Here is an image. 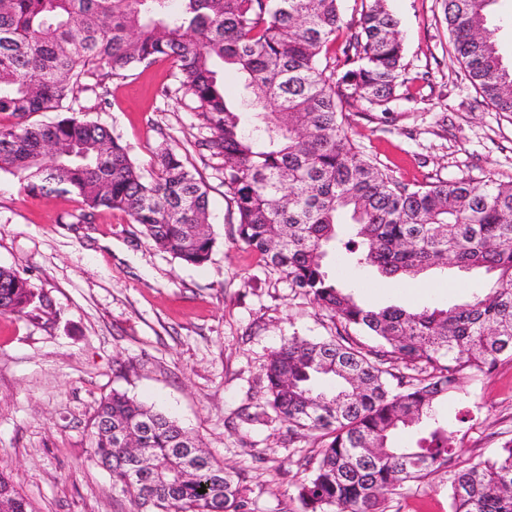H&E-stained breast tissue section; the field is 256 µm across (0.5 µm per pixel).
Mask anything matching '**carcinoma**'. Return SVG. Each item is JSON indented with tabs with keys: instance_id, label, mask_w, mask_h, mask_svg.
<instances>
[{
	"instance_id": "cac0c4a2",
	"label": "carcinoma",
	"mask_w": 512,
	"mask_h": 512,
	"mask_svg": "<svg viewBox=\"0 0 512 512\" xmlns=\"http://www.w3.org/2000/svg\"><path fill=\"white\" fill-rule=\"evenodd\" d=\"M340 2L0 0V113L16 119L0 127V172L29 192L75 194L85 221L119 210L160 252L207 263L216 244L208 188L187 155L162 143L144 172L95 121L31 120L67 111L88 90V73L105 79L171 62L206 132L197 145L223 161L239 240L340 325L328 339L291 337L264 369L261 414L288 422V447L310 432L323 440L300 464L293 499L302 512H386L389 496L437 470L450 474L448 512H512V440L466 463L437 409L462 375L512 360V180L409 188L349 137L357 103L387 112L411 79L387 0H364L357 28L326 58L346 27ZM491 2L446 0L448 33L482 98L512 113V68L487 26ZM221 64L240 75L237 104L224 95ZM334 265L398 280L452 266L489 282L465 304L374 307ZM48 307L0 266L1 314ZM90 428L91 457L109 461L112 487L136 512H247L242 474L128 393L101 398ZM404 429L415 433L409 447L394 442ZM128 437L147 462L131 456ZM186 443L196 449L190 476ZM0 493L11 512H32L2 470Z\"/></svg>"
}]
</instances>
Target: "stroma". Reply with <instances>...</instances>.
<instances>
[{"instance_id": "stroma-1", "label": "stroma", "mask_w": 512, "mask_h": 512, "mask_svg": "<svg viewBox=\"0 0 512 512\" xmlns=\"http://www.w3.org/2000/svg\"><path fill=\"white\" fill-rule=\"evenodd\" d=\"M388 6L420 93L387 113L358 103L349 136L411 185L512 179V114L485 104L454 57L445 0ZM87 83L73 109L107 126L141 167L160 143L191 148L209 188L216 245L206 264L186 265L123 212L101 211L85 224L78 197L29 195L0 174V266L50 304L38 316L0 314V469L35 512H131L108 469L89 456V420L117 389L176 419L240 471L252 512H300L291 498L297 461L316 455L319 443L311 436L289 447L287 424L258 416L263 367L285 339L333 336L336 321L239 241L220 162L194 150L201 132L169 61ZM344 275L372 306H451L485 290L480 274L454 268L414 281L356 268ZM439 409L467 457L490 454L512 439V362L463 376ZM387 512H448L447 474L392 496Z\"/></svg>"}]
</instances>
